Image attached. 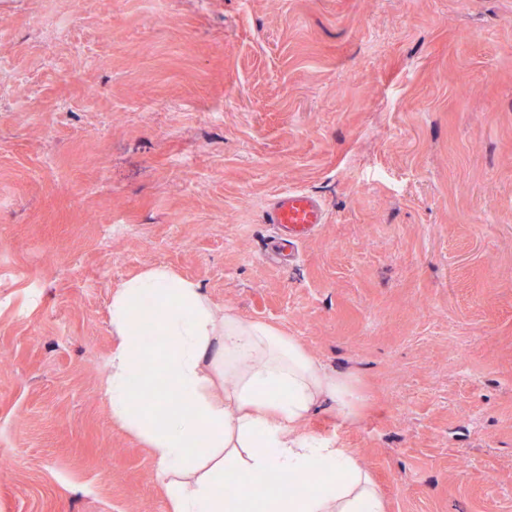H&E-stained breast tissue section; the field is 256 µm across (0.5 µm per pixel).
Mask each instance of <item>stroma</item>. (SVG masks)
Returning a JSON list of instances; mask_svg holds the SVG:
<instances>
[{
	"mask_svg": "<svg viewBox=\"0 0 512 512\" xmlns=\"http://www.w3.org/2000/svg\"><path fill=\"white\" fill-rule=\"evenodd\" d=\"M155 263L356 380L305 430L388 512H512V0H0V512H169L102 390ZM326 221L320 200L304 191L289 190L273 200L267 212L266 224H271L273 236L265 258L275 261L280 251H290L318 231Z\"/></svg>",
	"mask_w": 512,
	"mask_h": 512,
	"instance_id": "1",
	"label": "stroma"
}]
</instances>
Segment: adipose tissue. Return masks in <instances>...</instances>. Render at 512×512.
Masks as SVG:
<instances>
[{
    "mask_svg": "<svg viewBox=\"0 0 512 512\" xmlns=\"http://www.w3.org/2000/svg\"><path fill=\"white\" fill-rule=\"evenodd\" d=\"M108 313L112 420L147 444L170 512H242L246 502L263 512H387L352 449L303 431L330 400L344 417L358 413L363 396L351 378L277 328L215 307L197 282L163 264L124 280ZM138 316L147 328L135 326ZM155 383L175 403L146 404ZM269 474L291 482L270 488ZM233 475L248 481L223 493ZM301 477L299 494L292 482Z\"/></svg>",
    "mask_w": 512,
    "mask_h": 512,
    "instance_id": "1",
    "label": "adipose tissue"
}]
</instances>
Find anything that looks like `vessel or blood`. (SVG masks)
<instances>
[{
  "instance_id": "vessel-or-blood-1",
  "label": "vessel or blood",
  "mask_w": 512,
  "mask_h": 512,
  "mask_svg": "<svg viewBox=\"0 0 512 512\" xmlns=\"http://www.w3.org/2000/svg\"><path fill=\"white\" fill-rule=\"evenodd\" d=\"M274 234L265 253L266 259H276L280 251L295 248L318 231L326 221L320 200L304 191L289 190L273 200L266 216Z\"/></svg>"
}]
</instances>
